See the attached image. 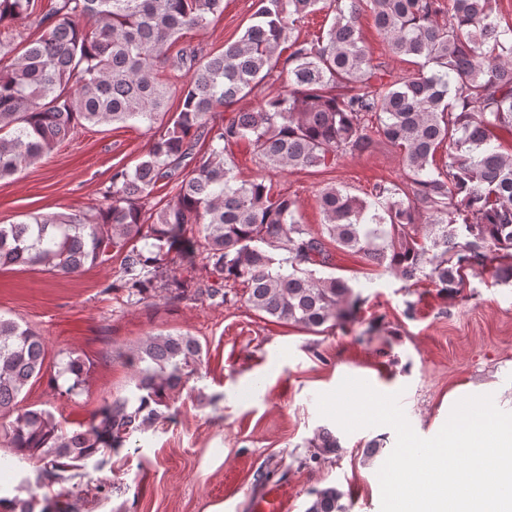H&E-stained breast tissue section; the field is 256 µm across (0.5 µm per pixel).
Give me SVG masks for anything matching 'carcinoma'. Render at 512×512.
<instances>
[{
  "label": "carcinoma",
  "instance_id": "obj_1",
  "mask_svg": "<svg viewBox=\"0 0 512 512\" xmlns=\"http://www.w3.org/2000/svg\"><path fill=\"white\" fill-rule=\"evenodd\" d=\"M495 2L256 0L243 35L204 58L189 44L173 47L182 31L222 14L224 0H56L45 13L38 0H0V57L16 54L0 73V180L79 125L138 121L154 131L143 160L113 169L106 206L0 224V267L71 276L118 258L103 292L132 304L147 306L161 291L172 305L233 306L241 285L252 309L313 333L345 326L360 302L346 280L318 276L332 265L330 241L407 281L424 277L447 296L461 295L465 272L489 262L511 282L512 149L502 134L512 135V25L500 24ZM365 9L414 70L394 74L374 62L358 27ZM324 10L332 14L326 33L300 38V22ZM28 23L43 33L21 48L18 28ZM166 65L190 72L177 112L158 77ZM277 81L288 91L233 109ZM221 108L228 116L212 122ZM381 139L400 150L404 180L375 183L364 198L322 189L323 234L305 229L295 202L265 179L234 173L233 146L266 168L329 170ZM440 152L447 160L439 165ZM160 182L171 197L154 203ZM202 354L188 334L146 337L126 356L133 397H102L88 425L70 429L47 409L20 406L23 389L44 375L45 347L30 327L0 315V448L9 449L0 469L38 462L31 474L19 470L17 494L0 495V507L79 512L65 484L100 449L116 452L133 432L168 418L172 393ZM89 371L67 352L51 383L62 396L80 395ZM314 447L331 453L339 440L322 427ZM313 495L306 512H348L334 486Z\"/></svg>",
  "mask_w": 512,
  "mask_h": 512
}]
</instances>
